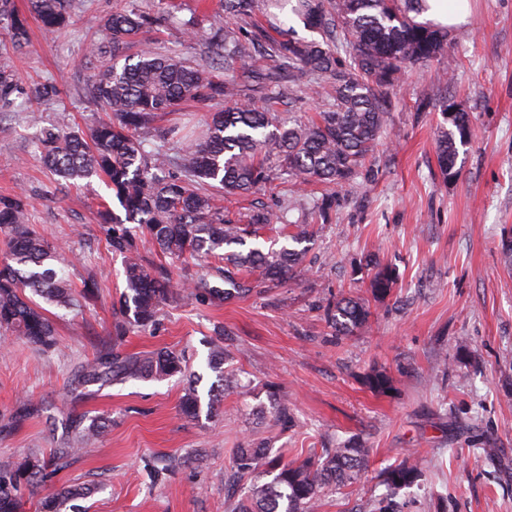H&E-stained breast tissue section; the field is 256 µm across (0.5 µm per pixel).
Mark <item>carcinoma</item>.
Returning <instances> with one entry per match:
<instances>
[{
	"label": "carcinoma",
	"instance_id": "cac0c4a2",
	"mask_svg": "<svg viewBox=\"0 0 512 512\" xmlns=\"http://www.w3.org/2000/svg\"><path fill=\"white\" fill-rule=\"evenodd\" d=\"M304 28L318 34L302 38L286 28L280 15L286 6ZM73 0H30V10L45 34L56 36L72 23ZM224 21L207 33L189 25L186 31L202 41L204 54L224 59V78L212 74L209 63L176 54H160L143 40L153 20L133 6L112 13L100 25L101 40L88 51L90 75L86 90L94 103L108 112L88 130L60 127L45 132L39 150L47 167L66 180L103 176L125 218L109 210L104 223L112 225V251L125 259V289L119 315L124 325L146 330L156 321L160 306L175 295L176 283L164 270L151 272L137 254L136 239L149 238L162 252L178 258L213 257L224 262L203 273L191 285L214 302L246 295L256 288L253 275L273 285L302 271L309 240L307 224L293 225L289 244L263 251L247 246L248 239L284 221L277 213L255 211L247 223L224 219L214 204L213 191L243 195L274 180L282 172L295 184H342L354 178L387 132L395 104L394 88L402 67L426 64L448 49V30L417 16L426 0H222ZM0 28L20 48L28 41L25 18L11 0H0ZM261 48L268 63L252 65L253 51ZM309 78L305 87L293 75ZM20 82L18 74L0 67V98ZM333 92L323 97L317 117L304 124H286L277 108L320 94L323 84ZM189 102L213 104L218 110L206 121L202 139L172 155L146 147L162 136L157 120ZM436 154L444 180L456 176L459 148L468 144V113L448 111ZM30 213L19 196H0V233L8 238L9 255L0 262V328L17 332L33 345L51 348L55 331L37 303L22 297L25 289L57 308L75 306L73 289L54 268L60 253L29 227ZM395 284L394 273L383 268L370 281L374 301L382 302ZM371 315L366 302L341 298L328 305V323L341 336L363 327ZM209 367L217 384L208 391L207 411L224 397V357L221 337L212 343ZM183 370V357L161 350L149 357L98 354L85 368L84 381L102 385L112 381L172 376ZM374 392L392 389L384 372L366 374ZM197 387L185 389L181 412L191 418L201 412ZM73 419L74 443H85L105 431L103 421L81 426ZM369 449L347 441L325 448L304 460L286 462L269 448H239L234 464L242 474L272 473L270 483L253 486L233 512H316L325 490L357 484L369 466ZM44 462L31 454L22 463L0 461V512H20L22 489L36 487L44 478ZM424 473L421 459L411 456L380 471L386 493L373 512H400L396 497L418 484ZM79 494L68 488L44 499L42 512H60L64 501Z\"/></svg>",
	"mask_w": 512,
	"mask_h": 512
}]
</instances>
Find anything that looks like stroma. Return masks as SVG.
Here are the masks:
<instances>
[{"instance_id":"35a3bbf8","label":"stroma","mask_w":512,"mask_h":512,"mask_svg":"<svg viewBox=\"0 0 512 512\" xmlns=\"http://www.w3.org/2000/svg\"><path fill=\"white\" fill-rule=\"evenodd\" d=\"M131 2L159 19L147 34L152 47L189 58L200 45L181 21L204 31L219 10V0H79L75 25L57 38H46L34 18L23 50L0 33V64L20 76L0 101V195L23 196L31 229L64 251L74 291L91 275L99 283L81 307H48L52 348L0 329V460L51 459L70 446L73 418L108 424L49 484L26 493L24 512H39L62 485L79 494L61 512H232L257 481L233 468L237 449L267 447L300 461L348 440L369 448L368 470L360 483L330 492L319 512H370L385 491L379 471L412 454L425 478L401 491V512H512V267L501 248L512 236V0H469L447 51L403 69L390 133L353 181L289 189L276 181L218 199L231 220L294 202L290 219L314 230L299 276L220 305L170 301L152 328L122 333L124 263L100 217L118 203L106 179L73 182L51 172L38 138L42 129L84 128L97 117L85 89L86 49L99 22ZM169 13L179 25L162 23ZM44 83L56 96L37 97ZM446 99L469 114L472 130L450 181L435 148ZM324 193L336 198L328 222L298 213ZM383 267L396 284L375 302L369 284ZM342 296L370 302L368 323L351 336L325 319ZM219 328L230 383L212 415L185 417L184 388L194 382L204 394L215 379L208 358ZM160 349L181 353L185 373L77 383L99 351L144 358ZM374 369L392 378L391 391L365 386ZM278 396L289 422L275 417ZM24 401L38 412L19 422Z\"/></svg>"}]
</instances>
